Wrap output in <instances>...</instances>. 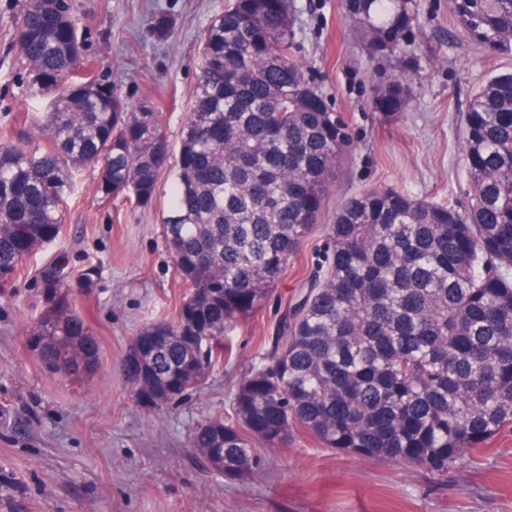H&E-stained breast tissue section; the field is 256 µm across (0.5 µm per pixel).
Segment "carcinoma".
Masks as SVG:
<instances>
[{
  "label": "carcinoma",
  "mask_w": 512,
  "mask_h": 512,
  "mask_svg": "<svg viewBox=\"0 0 512 512\" xmlns=\"http://www.w3.org/2000/svg\"><path fill=\"white\" fill-rule=\"evenodd\" d=\"M471 43L512 54V0H448ZM367 61L394 56L375 109L411 97L417 0H343ZM289 0H231L201 36L194 96L171 148L158 113L132 108L84 55L72 0H28L15 47L29 97L46 103L30 129L0 130V292L54 242L76 175L98 169L96 194L154 209L172 175L162 233L189 288L167 341L147 361L153 407L204 387L231 359L232 332L281 306L276 285L333 193L351 137L321 85L292 56ZM469 191L442 205L395 189L342 200L325 260L276 323L269 351L237 383L228 417L198 424L190 445L242 476L255 444L295 432L326 448L420 467L434 476L512 428V70L491 75L461 112ZM56 259L48 299L27 335L47 372L94 370L98 342L71 305Z\"/></svg>",
  "instance_id": "obj_1"
}]
</instances>
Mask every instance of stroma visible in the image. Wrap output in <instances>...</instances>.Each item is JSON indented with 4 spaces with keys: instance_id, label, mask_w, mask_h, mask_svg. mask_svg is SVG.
<instances>
[{
    "instance_id": "35a3bbf8",
    "label": "stroma",
    "mask_w": 512,
    "mask_h": 512,
    "mask_svg": "<svg viewBox=\"0 0 512 512\" xmlns=\"http://www.w3.org/2000/svg\"><path fill=\"white\" fill-rule=\"evenodd\" d=\"M85 54L135 105L154 107L179 147L198 66L200 36L227 0H73ZM26 0H0V128H21L37 104L25 91L13 47ZM172 20L167 40L152 22ZM293 56L320 83L347 124L352 146L335 193L278 285L292 296L328 246L338 203L393 188L439 204L461 202L467 174L459 115L489 75L512 69V55L468 41L448 0H421L412 95L394 117L373 99L389 62L364 64L361 35L343 0H294ZM98 174L81 171L52 245L27 259L0 296V512H512V430L484 457L436 480L426 471L358 458L300 433L285 448L256 446L257 463L241 480L214 471L190 447L199 423L227 413L236 383L270 346L276 319L267 308L237 327L235 352L200 391L164 413L134 401L122 370L137 334L158 316H174L187 288L166 247L157 212L96 194ZM65 255L72 304L99 343L95 373L62 381L26 346V329L43 305V267ZM96 285L84 289L85 269Z\"/></svg>"
}]
</instances>
